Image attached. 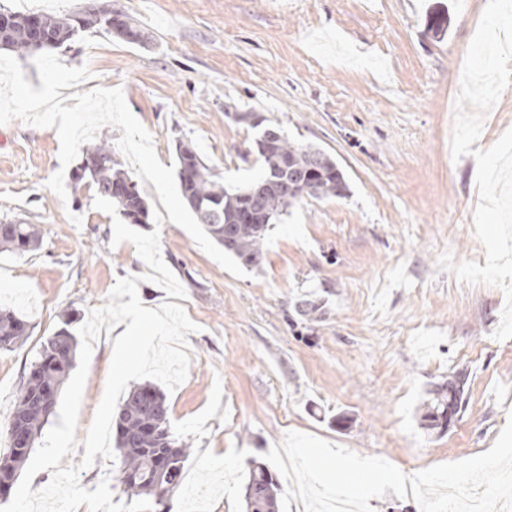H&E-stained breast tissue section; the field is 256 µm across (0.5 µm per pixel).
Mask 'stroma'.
<instances>
[{"mask_svg":"<svg viewBox=\"0 0 512 512\" xmlns=\"http://www.w3.org/2000/svg\"><path fill=\"white\" fill-rule=\"evenodd\" d=\"M487 0H111L151 36L129 44L106 29L57 49L88 65L94 87H119L151 133L164 166L176 144L195 148L217 180L245 187L261 173L254 114L289 141L328 154L345 196L305 197L272 224L261 269L238 278L182 228L159 231L163 261L183 286L198 332L188 334V377L168 394L170 424L192 453L167 506L245 512L252 461L288 432L316 435L412 476L477 456L512 418V339L497 330L501 289L471 286L438 268L443 253L485 264L474 232L476 161L453 159L454 102ZM447 13L448 31L429 22ZM512 128V84L484 119L477 149ZM54 128L0 124V224H35L37 250L0 253V304L16 306L26 340L0 350V451L15 397L42 345L78 334L116 282L139 276L143 306L167 302L144 278L130 243L113 245L112 218L95 186L61 166ZM63 172L60 200L47 187ZM112 336L97 338L73 454L102 399ZM468 398L445 434L420 425V408L456 370Z\"/></svg>","mask_w":512,"mask_h":512,"instance_id":"stroma-1","label":"stroma"}]
</instances>
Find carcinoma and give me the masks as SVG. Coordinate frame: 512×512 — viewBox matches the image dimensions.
<instances>
[{
  "label": "carcinoma",
  "mask_w": 512,
  "mask_h": 512,
  "mask_svg": "<svg viewBox=\"0 0 512 512\" xmlns=\"http://www.w3.org/2000/svg\"><path fill=\"white\" fill-rule=\"evenodd\" d=\"M112 13L104 0L96 8L72 17L39 15L43 40L37 39L27 26L28 15L11 14L12 22L0 28V49L22 56L44 49L60 48L71 41L74 33L101 25ZM263 162L261 175L248 186L228 190L214 179L209 168L189 146L178 150V179L181 197L203 224L209 235L224 250L244 266L260 268L263 262V243L269 225L241 224L238 216L252 199L255 188L265 186L264 209L279 221L288 214L301 193H288L281 188L280 180L286 177L284 160L294 162L299 169L312 168L310 180L314 185L312 198L338 195L337 180L343 178L336 162L325 152L311 146L291 143L284 136L275 146L260 137L255 141ZM83 156L96 160L94 167L83 168L82 177L89 178L97 192L110 199L121 216L134 224H145L149 211L137 183L112 155L106 142L90 143L83 147ZM130 185L129 195L117 196L112 186ZM40 244V230L35 224H0V249L23 254L35 250ZM28 335L27 322L14 310L0 307V349H9ZM74 358V338L65 328L60 329L42 346L34 365L38 376L27 379L18 391L9 429L23 428L31 438H36L52 413L56 398L69 375ZM468 375L455 372L448 382L436 386L433 397L424 402L422 421L428 429L435 428L433 420L449 412L458 414L466 403L464 398ZM117 447L122 454L121 483L130 498L147 499L160 504L155 492L157 485L167 487V493L180 489L183 483L185 462L190 448L172 431L169 405L165 394L156 386L144 385L132 389L119 406L115 419ZM171 452L175 473L171 476L160 470L158 454ZM29 456L25 450L8 447L0 458V475L6 479L17 474ZM247 512H279V486L268 467L260 463L250 468L245 487Z\"/></svg>",
  "instance_id": "obj_1"
}]
</instances>
